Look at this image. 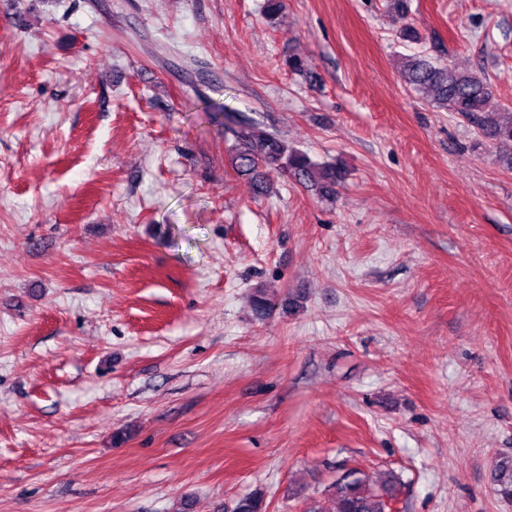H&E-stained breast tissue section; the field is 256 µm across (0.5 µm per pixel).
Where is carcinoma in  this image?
Returning a JSON list of instances; mask_svg holds the SVG:
<instances>
[{
	"mask_svg": "<svg viewBox=\"0 0 512 512\" xmlns=\"http://www.w3.org/2000/svg\"><path fill=\"white\" fill-rule=\"evenodd\" d=\"M410 0H388V10L398 24L397 38L404 43L424 45L426 38L409 21ZM444 49L433 46L400 56L403 81L414 89L431 93L439 108L455 113L480 133L499 151L507 155L512 165V108L494 102L493 87L486 78L444 64L432 53ZM224 129L235 140L232 165L241 173L256 172L258 164L273 171L290 172L299 181L315 186L319 197L333 202L336 186L345 180L344 168L334 164L319 165L297 150H290L283 138L272 132L256 131L257 122L227 105L219 109ZM252 311L258 319L270 315L273 304L261 290L252 294ZM494 481L506 495H512V457L501 458L494 470ZM336 512H392L395 497L390 481L374 484L360 471L349 469L333 486ZM266 505L259 494L239 498L233 512H265Z\"/></svg>",
	"mask_w": 512,
	"mask_h": 512,
	"instance_id": "carcinoma-1",
	"label": "carcinoma"
}]
</instances>
